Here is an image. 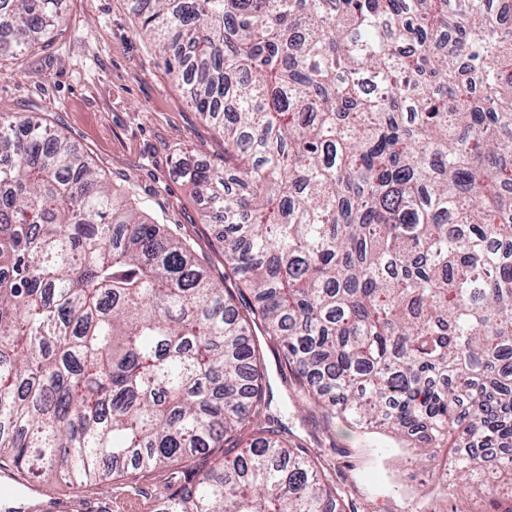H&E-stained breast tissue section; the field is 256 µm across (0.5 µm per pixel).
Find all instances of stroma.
<instances>
[{
    "instance_id": "stroma-1",
    "label": "stroma",
    "mask_w": 512,
    "mask_h": 512,
    "mask_svg": "<svg viewBox=\"0 0 512 512\" xmlns=\"http://www.w3.org/2000/svg\"><path fill=\"white\" fill-rule=\"evenodd\" d=\"M67 22L53 41L18 60L0 62V113L35 112L62 130L109 183L145 201L149 216L180 225L203 264L224 273L221 224L205 221L190 184L174 172L176 158L220 161L224 143L175 86L153 46L137 33L130 0H65ZM280 417L325 454L355 512H454L449 496L421 499L426 448H404L382 433L282 407ZM126 479L79 490L40 483L28 500L66 504L68 512H127Z\"/></svg>"
}]
</instances>
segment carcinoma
I'll return each mask as SVG.
<instances>
[{
	"label": "carcinoma",
	"instance_id": "cac0c4a2",
	"mask_svg": "<svg viewBox=\"0 0 512 512\" xmlns=\"http://www.w3.org/2000/svg\"><path fill=\"white\" fill-rule=\"evenodd\" d=\"M224 140L179 161L223 278L61 131L0 113V466L170 472L157 512H344L287 399L454 457L512 450V25L503 0H132ZM61 0H0V61ZM255 339L259 341L263 349L265 350L266 355V366H267V375L270 380V383L275 391V393L283 392L281 379L279 375V366L276 358L277 350L276 346L269 341L265 342L264 336L261 335L260 332H257V336Z\"/></svg>",
	"mask_w": 512,
	"mask_h": 512
}]
</instances>
